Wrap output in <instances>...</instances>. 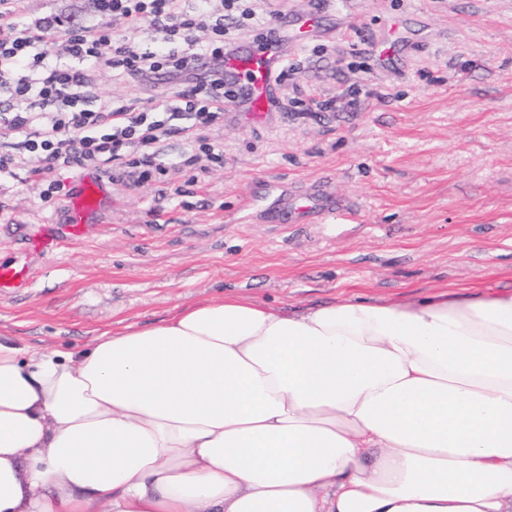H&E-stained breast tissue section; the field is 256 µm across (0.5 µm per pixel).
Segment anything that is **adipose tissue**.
I'll return each mask as SVG.
<instances>
[{"label": "adipose tissue", "mask_w": 512, "mask_h": 512, "mask_svg": "<svg viewBox=\"0 0 512 512\" xmlns=\"http://www.w3.org/2000/svg\"><path fill=\"white\" fill-rule=\"evenodd\" d=\"M0 512H512V289L0 334Z\"/></svg>", "instance_id": "obj_1"}]
</instances>
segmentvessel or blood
<instances>
[{
  "mask_svg": "<svg viewBox=\"0 0 512 512\" xmlns=\"http://www.w3.org/2000/svg\"><path fill=\"white\" fill-rule=\"evenodd\" d=\"M277 21L289 28L297 43H304L315 27V18L309 14H279ZM283 63L279 41H254L239 46L224 56V75L238 84V100L225 101V109L237 108L239 102H246L251 117L262 121L273 100L271 78ZM104 203V187L97 177L84 176L76 194L66 209L65 231L71 235L81 234L85 225L92 222L94 215ZM30 280L26 267L0 265V290L19 291L28 288Z\"/></svg>",
  "mask_w": 512,
  "mask_h": 512,
  "instance_id": "obj_1",
  "label": "vessel or blood"
}]
</instances>
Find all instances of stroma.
Listing matches in <instances>:
<instances>
[{"instance_id":"35a3bbf8","label":"stroma","mask_w":512,"mask_h":512,"mask_svg":"<svg viewBox=\"0 0 512 512\" xmlns=\"http://www.w3.org/2000/svg\"><path fill=\"white\" fill-rule=\"evenodd\" d=\"M318 2L316 35L283 43L280 108L261 123L225 112L213 131L223 165L172 138L168 176L105 183L101 217L39 255L30 238L63 220L65 197L40 199L30 170L0 183V264L27 261L31 279L0 291V333L76 351L203 298L285 309L512 286V0ZM96 79L102 97L145 105L173 92ZM330 98L335 111H311Z\"/></svg>"}]
</instances>
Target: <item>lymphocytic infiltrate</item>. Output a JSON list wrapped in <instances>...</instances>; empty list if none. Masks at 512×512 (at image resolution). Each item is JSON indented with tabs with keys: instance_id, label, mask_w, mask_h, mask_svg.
I'll return each instance as SVG.
<instances>
[{
	"instance_id": "f902f5d3",
	"label": "lymphocytic infiltrate",
	"mask_w": 512,
	"mask_h": 512,
	"mask_svg": "<svg viewBox=\"0 0 512 512\" xmlns=\"http://www.w3.org/2000/svg\"><path fill=\"white\" fill-rule=\"evenodd\" d=\"M93 22L76 23L69 12L23 20L26 0H0V178L38 160L40 198L63 191L59 169L93 170L112 182L137 186L167 174L158 146L178 135L199 143L214 163L224 151L208 132L224 122L225 101L238 91L223 71L209 68L223 57L227 20L250 28L254 0H88ZM127 31L150 25L156 47L114 36L111 21ZM61 51H53V42ZM116 79L176 82L178 107L151 109L134 99L100 102L94 73ZM98 109H91V102Z\"/></svg>"
}]
</instances>
